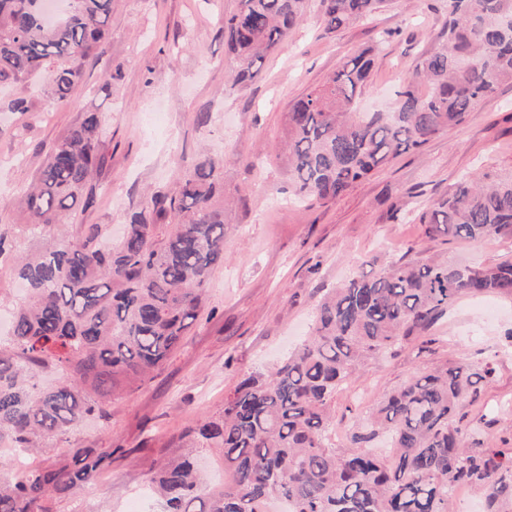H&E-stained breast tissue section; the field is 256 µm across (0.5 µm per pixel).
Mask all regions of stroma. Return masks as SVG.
Returning a JSON list of instances; mask_svg holds the SVG:
<instances>
[{"instance_id":"35a3bbf8","label":"stroma","mask_w":512,"mask_h":512,"mask_svg":"<svg viewBox=\"0 0 512 512\" xmlns=\"http://www.w3.org/2000/svg\"><path fill=\"white\" fill-rule=\"evenodd\" d=\"M238 0H114L112 36L85 66L82 84L55 99L49 77L0 87V228L14 251L36 247L18 232L17 200L37 177L54 144L85 113L101 117L104 162L94 203L66 228L80 235L100 225L119 239L147 193L173 191L200 157L224 161L228 226L224 261L212 273L203 316L141 388L118 393L103 417L83 420L44 442L36 467L58 465L76 446L114 448L95 478L96 497L54 496L50 512H127L130 498L173 456L186 453L190 427L219 412L243 375L274 368L310 331L329 288L359 272V257L379 267L414 251L451 263L492 264L512 254L496 238L480 244L432 240L418 219L430 199L464 175L512 170V84L482 101L468 120L394 158L372 177L327 204L301 202L282 162L289 103L337 71L356 52L375 47L364 109L390 106L417 58L431 50L448 14L447 0H395L336 34L324 35L316 12L269 53L259 76L236 85L224 54V16ZM392 39L378 44L381 32ZM120 69L121 79L105 75ZM26 99L27 112L9 103ZM206 112L208 125L196 117ZM512 296H462L430 331L369 360L336 394L335 422L362 424L391 389L415 373L446 363L481 365L494 358L469 418L486 424V444L512 446Z\"/></svg>"}]
</instances>
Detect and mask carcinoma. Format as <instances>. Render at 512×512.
I'll return each mask as SVG.
<instances>
[{"instance_id":"obj_1","label":"carcinoma","mask_w":512,"mask_h":512,"mask_svg":"<svg viewBox=\"0 0 512 512\" xmlns=\"http://www.w3.org/2000/svg\"><path fill=\"white\" fill-rule=\"evenodd\" d=\"M113 0H67L52 22L43 0H0V85L49 72L66 98L82 82L86 59L107 41ZM392 0H317L324 34L370 17ZM310 0H239L224 18V49L234 81L255 78L266 54L302 23ZM373 50L347 59L288 108V170L297 199L327 203L393 158L417 151L462 125L484 99L512 83V0H448L436 47L422 54L390 112L358 104ZM100 117L56 143L21 200L23 234L45 242L13 273L26 290L11 312L12 344L0 347V443L29 452L106 412L116 393L159 369L196 323L215 267L224 262L223 165L205 156L172 193L146 196L118 244L95 224L61 236L101 167ZM432 238L512 241V172L462 177L419 215ZM512 295V256L457 265L415 255L331 289L310 335L278 367L247 376L224 408L187 434L213 448L224 483L213 486L184 453L163 465L154 493L164 512H448L462 484L486 496L485 512H512V448H487L484 428L465 408L495 374L442 364L393 389L353 430L329 441L336 392L370 359L424 333L459 296ZM45 371L56 383H38ZM112 449H72L68 463L0 479V512H45L50 494L94 481Z\"/></svg>"}]
</instances>
